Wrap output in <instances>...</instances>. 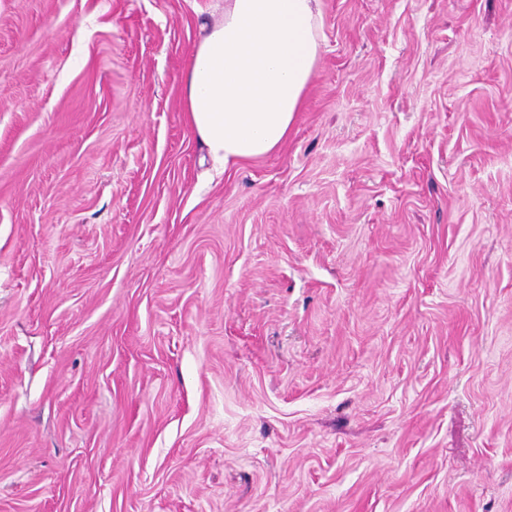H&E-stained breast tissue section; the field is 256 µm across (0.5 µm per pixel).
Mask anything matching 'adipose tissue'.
<instances>
[{
    "label": "adipose tissue",
    "instance_id": "adipose-tissue-1",
    "mask_svg": "<svg viewBox=\"0 0 512 512\" xmlns=\"http://www.w3.org/2000/svg\"><path fill=\"white\" fill-rule=\"evenodd\" d=\"M320 0H224L182 76L188 124L215 167L278 151L318 58Z\"/></svg>",
    "mask_w": 512,
    "mask_h": 512
}]
</instances>
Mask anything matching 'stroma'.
<instances>
[{"instance_id":"stroma-1","label":"stroma","mask_w":512,"mask_h":512,"mask_svg":"<svg viewBox=\"0 0 512 512\" xmlns=\"http://www.w3.org/2000/svg\"><path fill=\"white\" fill-rule=\"evenodd\" d=\"M221 172L224 0H0V512H512V0H321ZM320 0H225L182 76L188 124L223 170L288 140L318 58Z\"/></svg>"}]
</instances>
